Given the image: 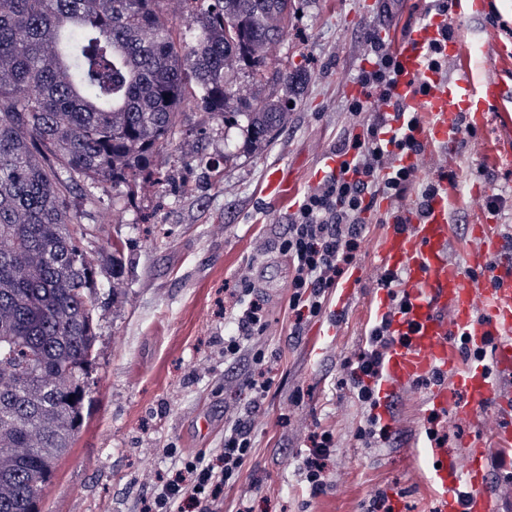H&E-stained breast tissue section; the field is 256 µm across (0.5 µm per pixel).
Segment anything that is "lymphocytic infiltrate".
<instances>
[{
    "label": "lymphocytic infiltrate",
    "instance_id": "obj_1",
    "mask_svg": "<svg viewBox=\"0 0 512 512\" xmlns=\"http://www.w3.org/2000/svg\"><path fill=\"white\" fill-rule=\"evenodd\" d=\"M373 52L374 66L361 73L360 81L364 87L379 90L385 99H392L401 65L383 45H374ZM418 122V117H407L402 127L392 131L385 113L370 115L362 134L337 149V156L343 159L339 173L308 192L291 218L277 247L292 269L288 308L296 319L322 312L329 290L337 287L362 248V216L377 197L395 203L393 209L379 216V223H403L400 203L416 186L417 169L402 165L401 159L420 155L425 149L413 134ZM230 296L239 311L232 319V335L224 339V353L233 356L244 342L263 335L267 324L265 304L250 283H242ZM389 342L386 325H372L367 350L347 374V384L363 404L375 403L369 381L377 375ZM253 416V411H246L225 427L224 447L215 460L183 457L156 492L143 500L142 512H220L225 488L236 484L251 454ZM333 446L330 432L313 434L307 453L300 458L298 469L310 497L326 490V468Z\"/></svg>",
    "mask_w": 512,
    "mask_h": 512
}]
</instances>
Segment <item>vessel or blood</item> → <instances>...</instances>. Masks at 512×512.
<instances>
[{
    "label": "vessel or blood",
    "instance_id": "vessel-or-blood-1",
    "mask_svg": "<svg viewBox=\"0 0 512 512\" xmlns=\"http://www.w3.org/2000/svg\"><path fill=\"white\" fill-rule=\"evenodd\" d=\"M465 15L462 0H448V11L413 26L393 48L402 72L394 89L397 106L428 114L414 135L454 150L467 131L484 130L490 114L512 86L497 77L474 80L470 68L442 77L427 66L433 45L448 59L461 56V41L446 35L450 20ZM486 167L512 166V137L490 142L482 153ZM459 189L440 181L422 204L408 205V223L387 225L377 251L380 267L393 275L406 296L404 311L379 305L375 317L386 323L390 343L376 380L386 396L430 380L424 434L420 443L426 468L422 480L436 497L435 512H499L487 485L490 450L476 432L457 451L439 441L445 412L481 421L495 409L504 424L496 440L512 446V261L500 258L501 232L493 214L473 225L466 266L448 259L451 225L448 199Z\"/></svg>",
    "mask_w": 512,
    "mask_h": 512
}]
</instances>
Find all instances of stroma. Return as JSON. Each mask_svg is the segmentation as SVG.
Returning <instances> with one entry per match:
<instances>
[{
	"instance_id": "35a3bbf8",
	"label": "stroma",
	"mask_w": 512,
	"mask_h": 512,
	"mask_svg": "<svg viewBox=\"0 0 512 512\" xmlns=\"http://www.w3.org/2000/svg\"><path fill=\"white\" fill-rule=\"evenodd\" d=\"M429 0H296L287 35L269 49L271 77L258 82L237 66L230 81L246 98L292 97L288 119L266 146L246 145L239 124L201 111L194 100L181 107L170 143L153 157L156 174L120 188L101 190V236L83 241L89 258L120 240L125 268L118 290L98 292V341L89 376L78 441L60 464L38 505L40 512H139L142 499L186 455L212 458L224 446V425L250 405L242 381L251 351L225 359L231 330L224 296L240 280L253 283L265 302L267 330L258 343L273 365L274 383L261 405L254 448L223 512L249 500L253 512H362L378 491L400 490L403 512H433L431 491L421 484L424 458L416 443L424 421L425 385L390 397L387 440L358 439L370 410L341 379L366 344L378 285L375 244L385 232L373 212L369 233L353 263L359 291L325 335L337 295L319 316L293 331L288 310L291 269L276 242L288 230L309 190L326 172L337 145L360 134L370 113L383 111L379 96L361 112L350 109L351 83L371 61L368 34L385 32L388 44L403 40ZM458 34L475 79L512 75V0H484L464 17ZM296 72L298 89L275 78ZM503 122L464 136L453 153L427 145L417 159L421 182L454 172L463 186L512 194V169L485 168L480 151L503 134ZM291 180L284 194L268 191V177ZM481 204L469 194L449 208L450 260L464 264L471 224ZM329 431L335 451L328 487L308 497L297 463L313 433Z\"/></svg>"
}]
</instances>
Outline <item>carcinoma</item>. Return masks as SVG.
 Wrapping results in <instances>:
<instances>
[{"label": "carcinoma", "mask_w": 512, "mask_h": 512, "mask_svg": "<svg viewBox=\"0 0 512 512\" xmlns=\"http://www.w3.org/2000/svg\"><path fill=\"white\" fill-rule=\"evenodd\" d=\"M294 0H209L196 37L163 0H0V512H37L71 452L95 360L98 289L118 288V243L93 262L96 189L153 175L191 98L242 117L267 144L289 99L242 101L225 73L264 74ZM164 10L171 20L175 32L179 33L187 43H191L194 40V33L188 28L191 21L184 2L182 0H166L164 1Z\"/></svg>", "instance_id": "obj_1"}]
</instances>
